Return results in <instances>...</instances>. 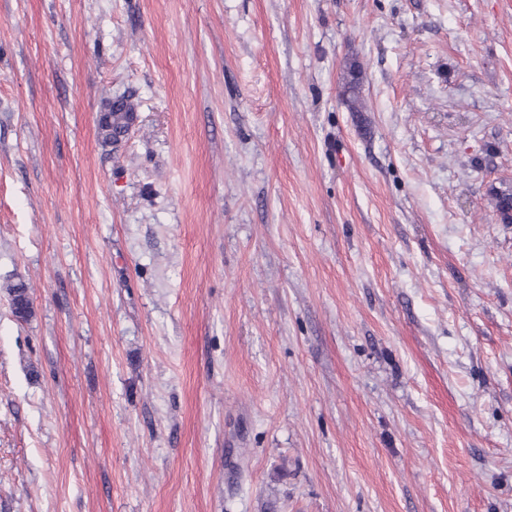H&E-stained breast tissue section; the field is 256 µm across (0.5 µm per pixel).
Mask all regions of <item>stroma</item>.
Returning a JSON list of instances; mask_svg holds the SVG:
<instances>
[{"instance_id": "obj_1", "label": "stroma", "mask_w": 512, "mask_h": 512, "mask_svg": "<svg viewBox=\"0 0 512 512\" xmlns=\"http://www.w3.org/2000/svg\"><path fill=\"white\" fill-rule=\"evenodd\" d=\"M510 186L512 0H0V512H512ZM360 70L356 67L354 63H351L348 68V76L344 86V92L342 94V98L344 103L348 106L349 110L352 112L362 111V102L359 98V75ZM124 108H126V112H123ZM134 108L132 103H128L127 101L122 104V107H118L115 112H120L124 116V118L121 121V128L118 130L116 134H111L112 131V104L109 107L107 112H104L101 114L100 117V127L102 130V133H105L107 135L106 141L104 143L106 145L112 146L117 145L122 142L123 139L128 138V136L131 134L134 126L136 125L137 121V112H130Z\"/></svg>"}]
</instances>
